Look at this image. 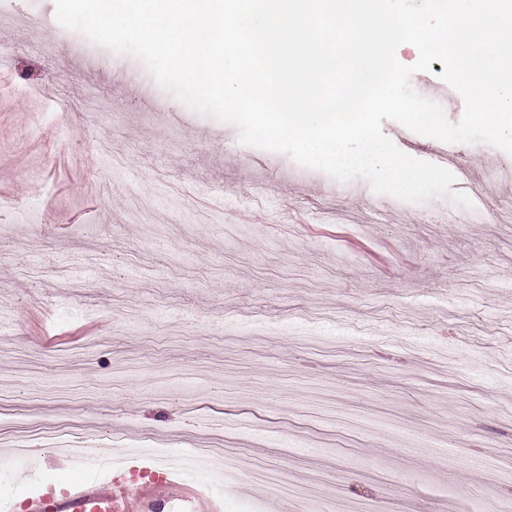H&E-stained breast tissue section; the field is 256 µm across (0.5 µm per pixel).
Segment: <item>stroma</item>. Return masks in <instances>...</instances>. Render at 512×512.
Returning <instances> with one entry per match:
<instances>
[{"instance_id": "35a3bbf8", "label": "stroma", "mask_w": 512, "mask_h": 512, "mask_svg": "<svg viewBox=\"0 0 512 512\" xmlns=\"http://www.w3.org/2000/svg\"><path fill=\"white\" fill-rule=\"evenodd\" d=\"M50 44L52 55L40 50ZM435 61L421 96L458 121ZM471 207L244 145L141 62L0 0V432L224 443L223 512L512 503V155L387 121ZM40 481L0 467V498Z\"/></svg>"}]
</instances>
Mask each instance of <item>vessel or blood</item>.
<instances>
[{
    "label": "vessel or blood",
    "instance_id": "1",
    "mask_svg": "<svg viewBox=\"0 0 512 512\" xmlns=\"http://www.w3.org/2000/svg\"><path fill=\"white\" fill-rule=\"evenodd\" d=\"M72 464L85 471V478L69 484L59 495L28 496L26 512H139L130 497L131 481L125 468L107 466L98 453L73 459ZM140 489L153 512H197V499L207 494L203 488L192 495L185 492L180 472L173 468L162 469Z\"/></svg>",
    "mask_w": 512,
    "mask_h": 512
}]
</instances>
